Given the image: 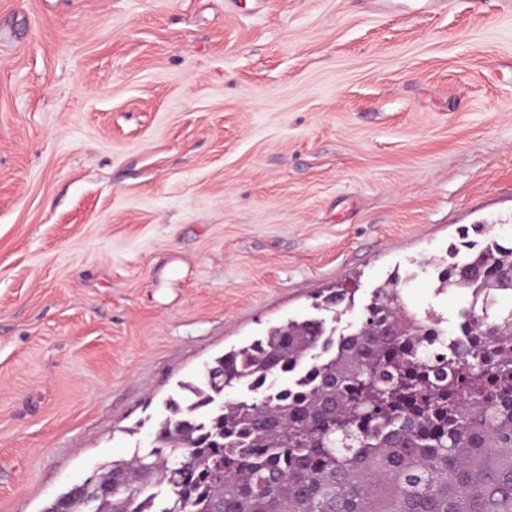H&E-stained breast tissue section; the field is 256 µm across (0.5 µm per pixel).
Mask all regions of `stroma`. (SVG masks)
<instances>
[{"label":"stroma","instance_id":"1","mask_svg":"<svg viewBox=\"0 0 512 512\" xmlns=\"http://www.w3.org/2000/svg\"><path fill=\"white\" fill-rule=\"evenodd\" d=\"M512 237V0H0V512L273 325Z\"/></svg>","mask_w":512,"mask_h":512}]
</instances>
